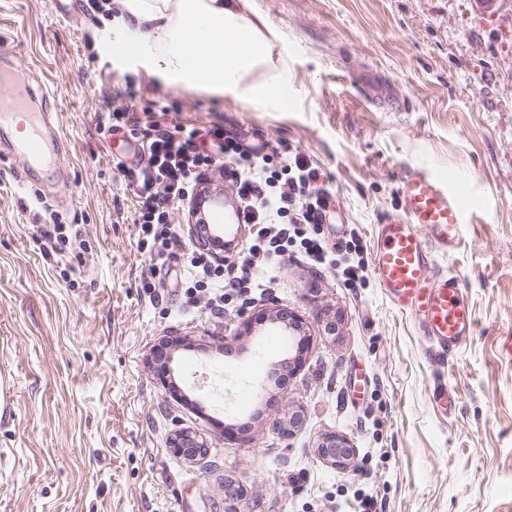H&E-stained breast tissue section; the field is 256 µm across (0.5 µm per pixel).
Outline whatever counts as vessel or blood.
I'll use <instances>...</instances> for the list:
<instances>
[{
    "label": "vessel or blood",
    "mask_w": 512,
    "mask_h": 512,
    "mask_svg": "<svg viewBox=\"0 0 512 512\" xmlns=\"http://www.w3.org/2000/svg\"><path fill=\"white\" fill-rule=\"evenodd\" d=\"M34 89L13 72L0 71V131L25 115L26 136L14 140L13 151L54 173L56 155L68 141L48 113L32 110ZM401 211L380 219L373 273L392 304L409 313L423 335L445 353L460 348L474 331L473 310L454 276L432 272L435 251L455 252L465 244V208L454 184L417 166L401 182Z\"/></svg>",
    "instance_id": "1"
}]
</instances>
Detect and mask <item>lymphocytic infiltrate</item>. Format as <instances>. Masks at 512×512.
Wrapping results in <instances>:
<instances>
[{"mask_svg":"<svg viewBox=\"0 0 512 512\" xmlns=\"http://www.w3.org/2000/svg\"><path fill=\"white\" fill-rule=\"evenodd\" d=\"M168 114L167 107L157 106L142 119L128 105L112 110L100 126L104 135L120 133L141 147L136 164L122 159L114 164L138 203L139 245L148 246L154 265L169 263L180 245L173 211L192 202L213 173L234 188L251 231L248 255L240 261L220 257L206 245L190 248L184 266L193 279L185 290L188 300L220 309L229 290L248 300L256 286L254 266L285 256L294 244L313 263L325 262L328 245L312 230L331 208L332 193L318 168L301 154H280L271 143L228 136L220 126L202 131L168 121Z\"/></svg>","mask_w":512,"mask_h":512,"instance_id":"obj_1","label":"lymphocytic infiltrate"}]
</instances>
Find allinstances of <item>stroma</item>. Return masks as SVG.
I'll return each instance as SVG.
<instances>
[{"mask_svg": "<svg viewBox=\"0 0 512 512\" xmlns=\"http://www.w3.org/2000/svg\"><path fill=\"white\" fill-rule=\"evenodd\" d=\"M245 14L273 46L287 104L182 88L114 54L100 13L59 19L51 0H0V51L46 87L32 106L70 145L64 194L0 154V371L16 383L0 512H229L231 481L246 491L240 512H512V0H249ZM133 100L302 153L334 194L322 238L357 242L368 264L409 166L455 180L466 245L436 268L458 277L472 338L439 354L374 274L347 286L295 246L245 304L193 306L169 282L148 294L136 200L112 163L135 148L99 131ZM44 202L71 226L64 250L36 232ZM257 309L298 314L312 338L287 386V333L239 332ZM171 336L187 341L174 393L147 364ZM295 410L304 421L283 436L275 421ZM185 429L206 439L203 455L167 447ZM328 432L355 446L349 470L318 458Z\"/></svg>", "mask_w": 512, "mask_h": 512, "instance_id": "stroma-1", "label": "stroma"}]
</instances>
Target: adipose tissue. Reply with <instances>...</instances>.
Returning a JSON list of instances; mask_svg holds the SVG:
<instances>
[{
    "instance_id": "obj_1",
    "label": "adipose tissue",
    "mask_w": 512,
    "mask_h": 512,
    "mask_svg": "<svg viewBox=\"0 0 512 512\" xmlns=\"http://www.w3.org/2000/svg\"><path fill=\"white\" fill-rule=\"evenodd\" d=\"M113 44H131L160 64L177 85L204 91L232 89L247 100L266 98L285 78L271 69L272 47L244 14L249 0H119ZM269 71L253 73L260 65Z\"/></svg>"
}]
</instances>
